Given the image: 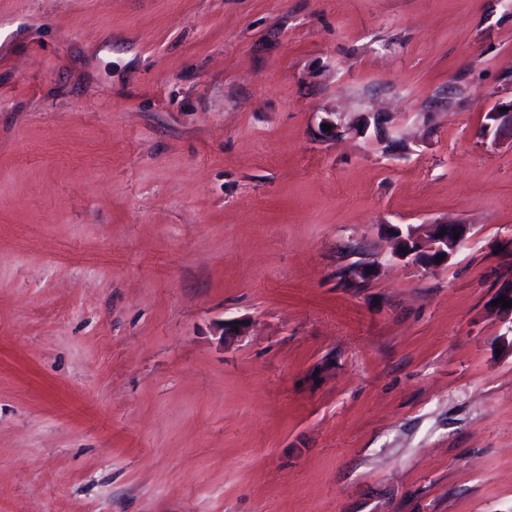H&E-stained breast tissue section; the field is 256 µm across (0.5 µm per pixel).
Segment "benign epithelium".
<instances>
[{"label": "benign epithelium", "instance_id": "1", "mask_svg": "<svg viewBox=\"0 0 512 512\" xmlns=\"http://www.w3.org/2000/svg\"><path fill=\"white\" fill-rule=\"evenodd\" d=\"M484 130L494 133L496 139L504 134L512 138V103L488 112ZM470 231L468 224H409L403 230L397 227L393 256L425 269L443 265Z\"/></svg>", "mask_w": 512, "mask_h": 512}]
</instances>
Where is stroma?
Listing matches in <instances>:
<instances>
[{
    "label": "stroma",
    "instance_id": "1",
    "mask_svg": "<svg viewBox=\"0 0 512 512\" xmlns=\"http://www.w3.org/2000/svg\"><path fill=\"white\" fill-rule=\"evenodd\" d=\"M510 102L512 0H0V512H512ZM503 108L505 111H501V108L496 106L486 114L487 122L484 125V130L487 136L493 131L494 142L499 141L498 138L503 134L512 138V102ZM442 229L445 234L439 236ZM470 231L468 224H407L405 230L397 227L393 256L425 269L443 265L458 251ZM455 234H459L458 239H454Z\"/></svg>",
    "mask_w": 512,
    "mask_h": 512
}]
</instances>
